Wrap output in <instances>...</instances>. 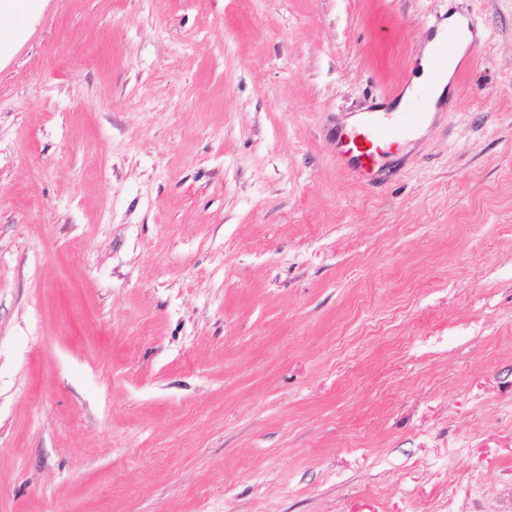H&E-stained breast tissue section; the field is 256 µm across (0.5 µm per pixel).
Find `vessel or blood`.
I'll use <instances>...</instances> for the list:
<instances>
[{
    "label": "vessel or blood",
    "mask_w": 512,
    "mask_h": 512,
    "mask_svg": "<svg viewBox=\"0 0 512 512\" xmlns=\"http://www.w3.org/2000/svg\"><path fill=\"white\" fill-rule=\"evenodd\" d=\"M474 45H462L457 31H449L447 38L439 44L435 54L437 69L453 66L455 77H462L469 69ZM425 119L424 113L405 112L399 121L388 122L379 113H364L362 123L347 134L336 139V160L350 174L361 180L373 177L379 168V154L373 144L395 145L410 135Z\"/></svg>",
    "instance_id": "vessel-or-blood-1"
}]
</instances>
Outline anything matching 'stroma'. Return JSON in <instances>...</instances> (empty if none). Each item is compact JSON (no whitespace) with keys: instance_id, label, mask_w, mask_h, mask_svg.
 Wrapping results in <instances>:
<instances>
[{"instance_id":"stroma-1","label":"stroma","mask_w":512,"mask_h":512,"mask_svg":"<svg viewBox=\"0 0 512 512\" xmlns=\"http://www.w3.org/2000/svg\"><path fill=\"white\" fill-rule=\"evenodd\" d=\"M480 44L364 181L336 132ZM0 59V512H512V0H45ZM445 30L440 29L434 37L426 44L422 58L420 60V68L418 75L413 79L414 87H420L432 82L431 89L434 100H437L444 92L445 86L448 82V76L452 70L448 69L447 72L437 74L431 77L430 63L434 57L435 51V66L436 72L439 73L445 69L449 62H454V77L459 80L463 74L469 69L475 48L479 42L472 40L465 49H462L460 36L457 31L448 29V37L442 42Z\"/></svg>"}]
</instances>
